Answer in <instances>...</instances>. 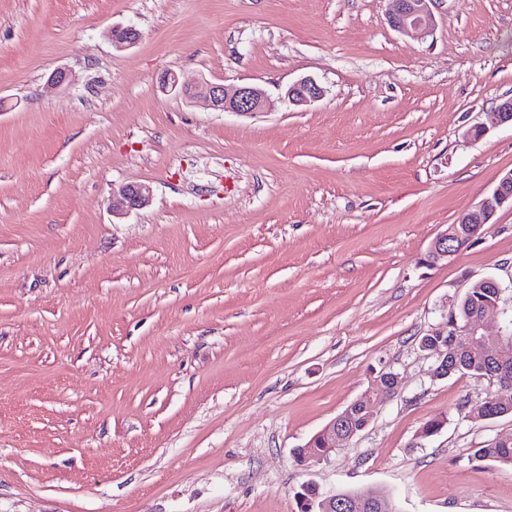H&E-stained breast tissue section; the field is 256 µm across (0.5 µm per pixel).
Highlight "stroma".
Masks as SVG:
<instances>
[{"label":"stroma","mask_w":512,"mask_h":512,"mask_svg":"<svg viewBox=\"0 0 512 512\" xmlns=\"http://www.w3.org/2000/svg\"><path fill=\"white\" fill-rule=\"evenodd\" d=\"M392 6L0 0V512H298L309 482L512 512V470L471 458L512 416L466 418L497 384L434 378L420 347L473 280L512 307L511 209L427 263L512 170V0H434L422 39ZM59 67L76 83L48 90ZM165 71L272 108L214 111ZM305 76L325 97L288 106ZM124 183L150 204L114 214ZM381 368L370 425L298 465ZM162 74L159 85L165 92H175L193 100L202 98L219 112L250 114L264 112L268 106L265 91L255 85L228 87L224 84L202 82L196 85L180 83L176 76Z\"/></svg>","instance_id":"1"}]
</instances>
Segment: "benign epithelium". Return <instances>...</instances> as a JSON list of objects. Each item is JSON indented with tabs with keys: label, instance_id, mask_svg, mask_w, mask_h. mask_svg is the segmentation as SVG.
<instances>
[{
	"label": "benign epithelium",
	"instance_id": "7a95c632",
	"mask_svg": "<svg viewBox=\"0 0 512 512\" xmlns=\"http://www.w3.org/2000/svg\"><path fill=\"white\" fill-rule=\"evenodd\" d=\"M396 8L389 15L391 26L400 32H412L420 38L428 36L432 31L431 4L435 0H395ZM109 37L115 48L130 49L140 40V32L132 26H116L109 31ZM75 84V76L67 69L58 68L47 78L50 89L68 88ZM160 87L166 92H175L193 100L202 98L219 112L250 114L263 112L267 109L268 99L265 91L255 85H238L228 87L223 84L202 82L196 85L180 83L179 79L169 74L159 78ZM326 90L314 79L304 77L291 85L285 93L288 105L308 107L321 100ZM112 199L117 202L119 212L128 214L149 204L152 199V189L149 185L127 184L112 190ZM512 208V170L507 172L496 187L479 204L477 209L463 215L458 223L467 224L470 228L468 240H473L491 223L496 212L504 207ZM455 233L446 229L433 240L429 258L431 262L444 261L460 251L455 245ZM484 287L495 291L494 300L487 302L482 308L467 317L464 324L453 333V344L457 348L479 349L489 362L487 379L499 385V393L491 399L497 403L512 398V328L508 326V309L500 307L502 288L500 283L492 278L481 279ZM503 315V325L495 335L487 333L483 324L490 312ZM422 350L436 356L434 376L439 379L448 375V342L440 338L421 345ZM397 375L386 369L374 373L369 387L358 397L354 404L373 408L372 399L382 395L393 396L397 388L392 380ZM363 428L355 427L350 420L349 410H344L332 419L321 431L316 433L302 447V464L311 465L326 458L325 451L336 449L349 441ZM389 493L383 489H374L365 493L356 491L323 492L314 483H307L296 492V499L304 512H385L383 505Z\"/></svg>",
	"mask_w": 512,
	"mask_h": 512
}]
</instances>
